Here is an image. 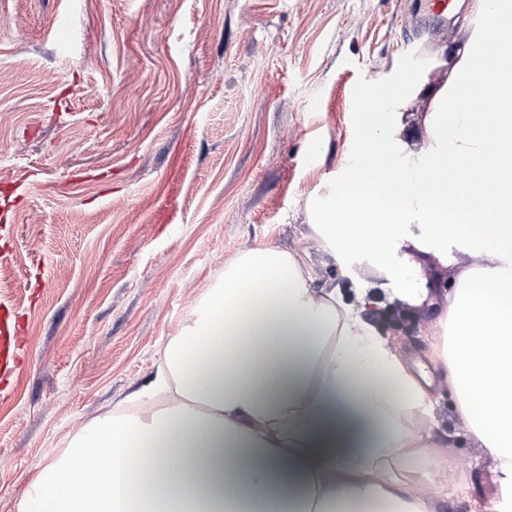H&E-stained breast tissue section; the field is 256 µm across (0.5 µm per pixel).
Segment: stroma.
I'll list each match as a JSON object with an SVG mask.
<instances>
[{
  "label": "stroma",
  "mask_w": 512,
  "mask_h": 512,
  "mask_svg": "<svg viewBox=\"0 0 512 512\" xmlns=\"http://www.w3.org/2000/svg\"><path fill=\"white\" fill-rule=\"evenodd\" d=\"M445 26L418 0H0V298L25 324L27 366L0 399V512L46 457L148 384L157 352L240 252L305 253L316 286L347 280L311 239V202L355 147L372 84L441 85ZM470 248L424 269L433 303L382 326L425 365L441 466L416 473L496 493L433 357V324Z\"/></svg>",
  "instance_id": "obj_1"
}]
</instances>
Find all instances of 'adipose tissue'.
Listing matches in <instances>:
<instances>
[{
    "mask_svg": "<svg viewBox=\"0 0 512 512\" xmlns=\"http://www.w3.org/2000/svg\"><path fill=\"white\" fill-rule=\"evenodd\" d=\"M477 51H448L446 84L421 79L364 118L357 139L383 166L345 168L315 207L317 247L360 259L389 300L430 297L422 268L452 240L481 261L454 280L434 360L465 429L493 458L498 488L471 512H512V164L496 143L512 115L484 111ZM430 97L424 144L406 109ZM486 158V176L422 173L436 160ZM316 287L307 257L259 245L236 255L159 351L154 380L46 458L17 512H433L399 463L428 447L431 398L364 320L371 299Z\"/></svg>",
    "mask_w": 512,
    "mask_h": 512,
    "instance_id": "adipose-tissue-1",
    "label": "adipose tissue"
}]
</instances>
